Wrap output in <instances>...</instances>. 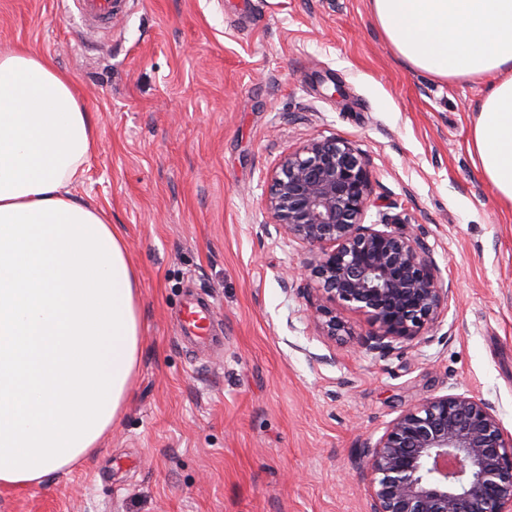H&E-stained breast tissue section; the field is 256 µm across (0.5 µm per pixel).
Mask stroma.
<instances>
[{
  "instance_id": "obj_1",
  "label": "stroma",
  "mask_w": 512,
  "mask_h": 512,
  "mask_svg": "<svg viewBox=\"0 0 512 512\" xmlns=\"http://www.w3.org/2000/svg\"><path fill=\"white\" fill-rule=\"evenodd\" d=\"M68 0H0V49L72 80L100 149L76 193L138 269L137 371L95 458L0 487V512H367L355 462L411 403L469 392L512 433V210L469 151L487 82L394 54L368 0H129L89 48ZM349 141L373 173L369 224L399 216L455 285L439 323L388 357L368 317L318 335L284 280L307 252L262 209L281 159ZM224 343L181 339L189 298Z\"/></svg>"
}]
</instances>
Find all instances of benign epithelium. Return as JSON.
<instances>
[{
  "label": "benign epithelium",
  "instance_id": "benign-epithelium-1",
  "mask_svg": "<svg viewBox=\"0 0 512 512\" xmlns=\"http://www.w3.org/2000/svg\"><path fill=\"white\" fill-rule=\"evenodd\" d=\"M372 172L347 141H309L275 171L265 210L277 231L309 249L319 303L310 320L324 336L350 335L326 306L365 312L361 344L381 357L434 325L452 282L399 218L364 224ZM357 473L368 512H512V434L487 400L446 394L411 404L377 440L366 438Z\"/></svg>",
  "mask_w": 512,
  "mask_h": 512
}]
</instances>
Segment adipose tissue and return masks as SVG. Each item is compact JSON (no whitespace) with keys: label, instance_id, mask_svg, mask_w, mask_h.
I'll use <instances>...</instances> for the list:
<instances>
[{"label":"adipose tissue","instance_id":"ef3b65f1","mask_svg":"<svg viewBox=\"0 0 512 512\" xmlns=\"http://www.w3.org/2000/svg\"><path fill=\"white\" fill-rule=\"evenodd\" d=\"M395 53L434 78L489 77L470 146L512 208V0H369ZM101 146L70 78L0 50V487L93 458L139 358L140 288L121 230L74 188Z\"/></svg>","mask_w":512,"mask_h":512}]
</instances>
